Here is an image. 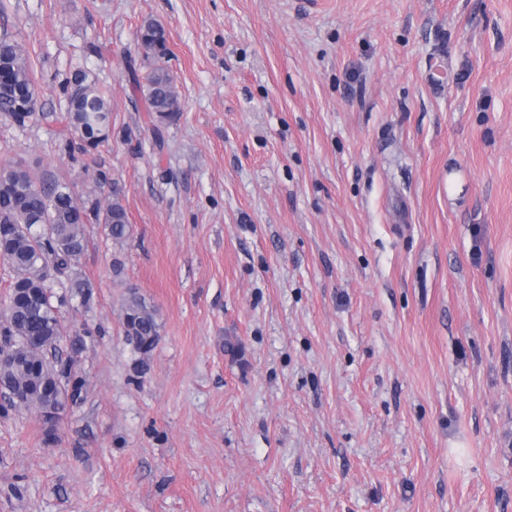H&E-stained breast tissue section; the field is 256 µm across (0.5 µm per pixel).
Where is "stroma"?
<instances>
[{
    "mask_svg": "<svg viewBox=\"0 0 512 512\" xmlns=\"http://www.w3.org/2000/svg\"><path fill=\"white\" fill-rule=\"evenodd\" d=\"M4 2L39 116H0V165L131 234L85 227L53 434L0 397V512H512V0ZM147 20L182 109L157 135ZM78 70L112 135L70 153ZM122 327L127 336H136L144 345L143 355L154 348L153 338L159 336V323L155 310L148 306L145 299L133 287L128 290L123 303Z\"/></svg>",
    "mask_w": 512,
    "mask_h": 512,
    "instance_id": "35a3bbf8",
    "label": "stroma"
}]
</instances>
